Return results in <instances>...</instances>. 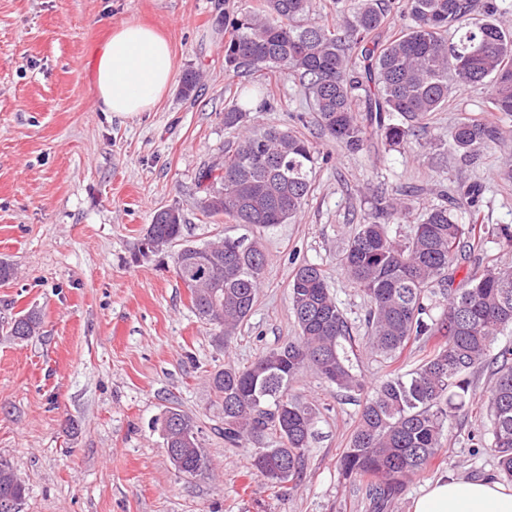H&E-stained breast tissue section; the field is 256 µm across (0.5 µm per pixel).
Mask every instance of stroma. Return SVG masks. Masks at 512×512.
<instances>
[{"label": "stroma", "mask_w": 512, "mask_h": 512, "mask_svg": "<svg viewBox=\"0 0 512 512\" xmlns=\"http://www.w3.org/2000/svg\"><path fill=\"white\" fill-rule=\"evenodd\" d=\"M245 0H0V461L28 488L21 512H372L362 482L344 477L346 450L363 398L305 370L291 394L315 404L318 422L306 469L270 488L249 449L228 448L219 430L224 404L211 387L226 362L243 367L298 334L289 294L297 265H320L353 328L364 336L367 298L341 271L349 233L373 211L375 193L406 211L388 230L403 240L414 217L473 187L475 210L459 223L512 226V116L488 114L481 87L451 94L418 141L390 147L380 138L352 154L321 136L312 103L294 79L269 78L273 106L250 111L253 128H292L317 145L312 190L294 222L236 224L203 212L199 172L224 158L238 132L224 106L254 88L229 80L225 17ZM156 28L170 43L175 76L200 74L195 97L171 86L156 107L132 118L104 112L93 93L102 48L129 22ZM492 117L499 143L461 161L448 131L464 118ZM181 209L179 242L150 252L143 235L157 209ZM225 237L259 242L266 264L257 302L229 346L197 316L177 278L180 248ZM511 265L512 250L489 238L464 247L456 279L488 265ZM38 334L19 341L9 328L28 310ZM427 347L409 343L388 360L359 347L354 367L367 387L417 368ZM471 402L452 421L428 469L384 512H409L444 473L498 479L491 450L474 438L490 429L491 369L471 376ZM171 407L194 418L212 461L209 476L179 474L159 419Z\"/></svg>", "instance_id": "obj_1"}]
</instances>
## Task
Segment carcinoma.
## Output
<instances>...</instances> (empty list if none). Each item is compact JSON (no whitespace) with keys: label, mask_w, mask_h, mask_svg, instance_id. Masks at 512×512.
I'll return each instance as SVG.
<instances>
[{"label":"carcinoma","mask_w":512,"mask_h":512,"mask_svg":"<svg viewBox=\"0 0 512 512\" xmlns=\"http://www.w3.org/2000/svg\"><path fill=\"white\" fill-rule=\"evenodd\" d=\"M310 2L259 0L244 9L228 22L224 70L232 78L278 73L298 79L321 135L347 151H361L374 133L390 146L407 143L456 88L480 85L490 111L512 114V22L497 17L496 0H352L332 24L309 21ZM394 8L410 23L382 41L379 31ZM450 29L456 37L451 43ZM245 117L234 102L224 107L226 128L240 127ZM449 135L464 157L502 139L499 128L473 119L458 122ZM318 159L313 143L291 128L248 130L224 150V161L199 173L198 185L224 191L222 212L236 224H286L308 199ZM183 223L181 214L160 208L145 240L170 245L181 238ZM485 235L512 248L511 227L460 224L447 208L434 207L403 242L377 220L367 221L341 252L342 270L370 302L366 340L372 352L393 358L412 340L445 338L419 368L392 374L362 404L340 470L366 482L376 504L425 471L451 421L469 406V374L486 361L495 336L512 328V267L487 266L457 287L449 273L464 240ZM207 249L186 256L202 271L192 303L227 345L254 307L266 259L258 244L228 237ZM436 287L446 296L437 316L429 303ZM290 299L299 336L247 367L227 364L212 377L224 399V444L251 443L253 466L272 488L301 476L315 435V409L288 393L304 370L341 391H365L350 358L356 337L320 266L297 267ZM39 325L37 313H27L10 333L26 340ZM492 376L491 450L511 479V348L496 354ZM160 428L164 444L177 447L168 457L179 473H210L189 415L170 408ZM25 492L17 470L0 462V502L20 506Z\"/></svg>","instance_id":"cac0c4a2"}]
</instances>
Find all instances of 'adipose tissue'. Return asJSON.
Returning a JSON list of instances; mask_svg holds the SVG:
<instances>
[{
  "mask_svg": "<svg viewBox=\"0 0 512 512\" xmlns=\"http://www.w3.org/2000/svg\"><path fill=\"white\" fill-rule=\"evenodd\" d=\"M174 73L169 43L151 27L130 22L103 47L94 92L103 111L133 117L155 107ZM410 512H512V489L494 480L446 475L413 499Z\"/></svg>",
  "mask_w": 512,
  "mask_h": 512,
  "instance_id": "obj_1",
  "label": "adipose tissue"
}]
</instances>
